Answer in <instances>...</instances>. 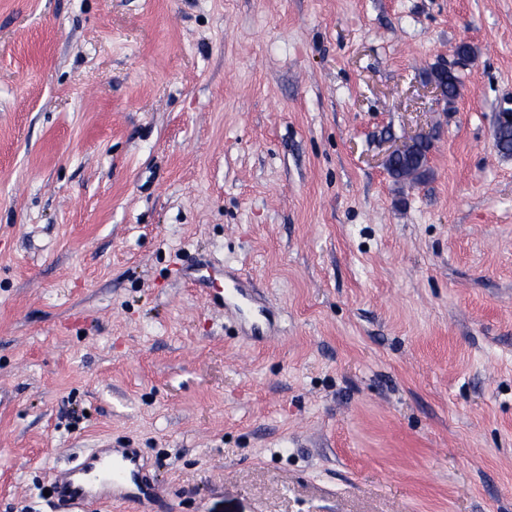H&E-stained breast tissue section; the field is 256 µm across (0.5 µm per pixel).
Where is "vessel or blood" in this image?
<instances>
[{"mask_svg":"<svg viewBox=\"0 0 512 512\" xmlns=\"http://www.w3.org/2000/svg\"><path fill=\"white\" fill-rule=\"evenodd\" d=\"M53 494L66 512H95L105 498L122 496L139 504L160 498V488L145 476L138 449L102 444L75 465L52 476Z\"/></svg>","mask_w":512,"mask_h":512,"instance_id":"vessel-or-blood-1","label":"vessel or blood"}]
</instances>
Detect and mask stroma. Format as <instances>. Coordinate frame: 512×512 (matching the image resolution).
<instances>
[{
    "instance_id": "obj_1",
    "label": "stroma",
    "mask_w": 512,
    "mask_h": 512,
    "mask_svg": "<svg viewBox=\"0 0 512 512\" xmlns=\"http://www.w3.org/2000/svg\"><path fill=\"white\" fill-rule=\"evenodd\" d=\"M510 109L512 0H0V512H512ZM144 471L138 448L102 444L64 472L53 473V495L63 509L74 508L65 512L95 511L102 499L112 495L151 504L160 499V488L146 479Z\"/></svg>"
}]
</instances>
